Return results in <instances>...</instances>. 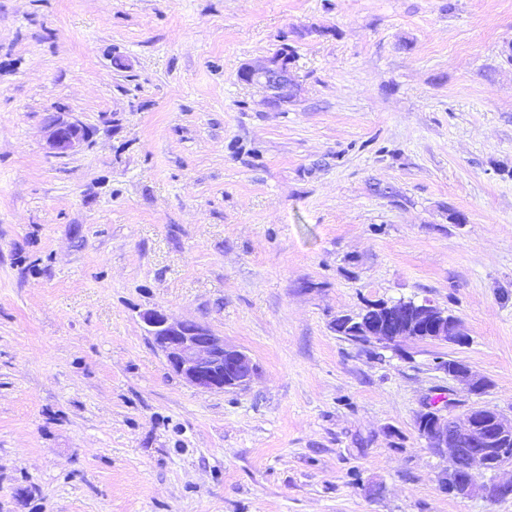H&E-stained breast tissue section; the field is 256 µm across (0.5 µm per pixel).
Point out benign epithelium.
<instances>
[{"mask_svg": "<svg viewBox=\"0 0 512 512\" xmlns=\"http://www.w3.org/2000/svg\"><path fill=\"white\" fill-rule=\"evenodd\" d=\"M293 63L285 45L263 64L244 66L239 77L247 85L262 86L269 104L279 109L292 101L298 88ZM85 137L82 125L59 116L47 125L46 146L50 153L64 155ZM368 306L375 315L339 316L336 332L362 337L372 351L411 342L446 346L465 342L461 321L428 300L372 301ZM142 322L170 368L192 387L224 392L246 388L255 378L253 359L200 322L175 318L162 309L143 313ZM439 369L465 383L474 394L487 389V381L460 361L450 366L442 364ZM420 416L422 438L428 447L448 454V482L458 496L469 497L477 490L474 467L496 474L512 466V452L508 450L512 445V417L481 404L454 414L446 403L429 404Z\"/></svg>", "mask_w": 512, "mask_h": 512, "instance_id": "benign-epithelium-1", "label": "benign epithelium"}]
</instances>
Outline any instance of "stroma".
Returning a JSON list of instances; mask_svg holds the SVG:
<instances>
[{
  "label": "stroma",
  "mask_w": 512,
  "mask_h": 512,
  "mask_svg": "<svg viewBox=\"0 0 512 512\" xmlns=\"http://www.w3.org/2000/svg\"><path fill=\"white\" fill-rule=\"evenodd\" d=\"M285 44L276 111L239 72ZM410 298L465 344L336 332ZM154 308L250 386L188 385ZM442 398L512 416V0H0V512H512L443 492ZM46 146L51 154L64 155L85 140L86 131L78 122L58 116L46 127ZM141 319L170 368L190 386L224 392L246 388L255 378L253 359L208 326L172 317L162 309L146 311ZM444 361V359L438 361L437 365H440L439 369L449 374L453 379L464 382L473 394H482L487 389V381L483 377L474 374L464 363L456 360V362L452 364L455 360L448 359L446 366L445 364H441ZM449 366L450 369L448 372Z\"/></svg>",
  "instance_id": "1"
}]
</instances>
